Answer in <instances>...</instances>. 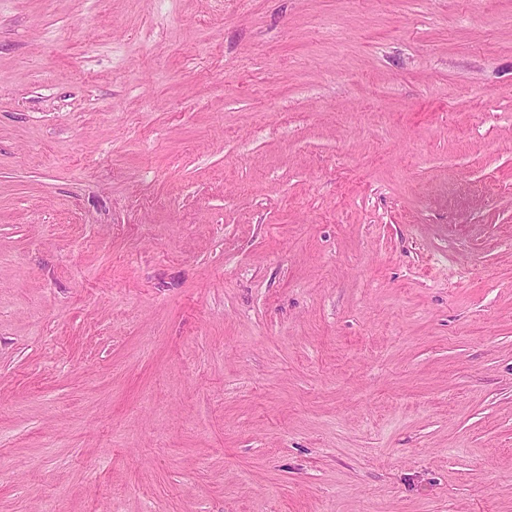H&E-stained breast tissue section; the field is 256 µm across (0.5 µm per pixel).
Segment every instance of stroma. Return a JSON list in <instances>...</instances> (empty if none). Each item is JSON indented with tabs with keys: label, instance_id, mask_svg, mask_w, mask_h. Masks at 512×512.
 Listing matches in <instances>:
<instances>
[{
	"label": "stroma",
	"instance_id": "1",
	"mask_svg": "<svg viewBox=\"0 0 512 512\" xmlns=\"http://www.w3.org/2000/svg\"><path fill=\"white\" fill-rule=\"evenodd\" d=\"M0 512H512V0H0Z\"/></svg>",
	"mask_w": 512,
	"mask_h": 512
}]
</instances>
